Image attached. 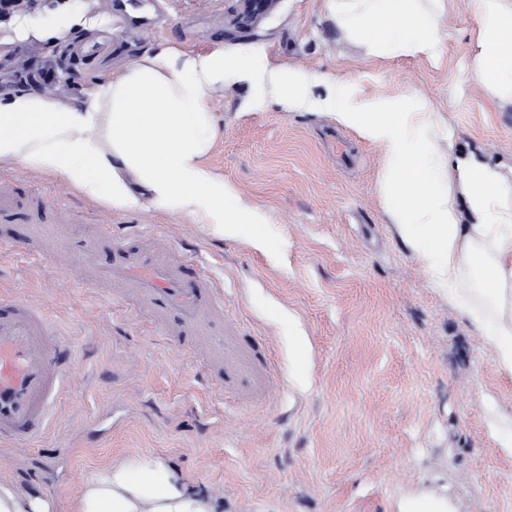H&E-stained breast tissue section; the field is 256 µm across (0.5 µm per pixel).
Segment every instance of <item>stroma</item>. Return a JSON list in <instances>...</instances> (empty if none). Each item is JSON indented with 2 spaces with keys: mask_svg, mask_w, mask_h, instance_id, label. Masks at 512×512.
<instances>
[{
  "mask_svg": "<svg viewBox=\"0 0 512 512\" xmlns=\"http://www.w3.org/2000/svg\"><path fill=\"white\" fill-rule=\"evenodd\" d=\"M99 30L75 29L58 47L0 31V90L28 88L27 61L51 60L79 102L95 80L168 46L223 47L253 57L251 81L225 79L206 99L217 134L207 156L256 213L264 249L214 234L188 215L116 212L62 179L0 162L35 196L84 228L165 236L203 259L224 293V332L255 388L205 376L204 346L155 334L127 305L85 287L81 258L62 253L28 218L5 229L0 301L22 298L75 344L72 372L49 425L31 441H0V480L73 512L84 484L114 461L165 460L224 512H396L399 498L442 488L455 512H512V375L470 322L433 287L383 206L382 151L330 111H284L271 82L288 70L324 98L336 79L363 96L429 100L456 135L512 179V100L476 81L472 0H422L443 15L445 49L429 60L380 53L375 36L337 23L328 0H274L241 27L238 0H72Z\"/></svg>",
  "mask_w": 512,
  "mask_h": 512,
  "instance_id": "obj_1",
  "label": "stroma"
}]
</instances>
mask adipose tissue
<instances>
[{"label":"adipose tissue","instance_id":"adipose-tissue-1","mask_svg":"<svg viewBox=\"0 0 512 512\" xmlns=\"http://www.w3.org/2000/svg\"><path fill=\"white\" fill-rule=\"evenodd\" d=\"M331 2L337 23L351 32L373 31L381 52L433 58L442 48L440 16L420 0ZM473 4L480 25L474 73L512 100V0ZM89 25L65 0L40 24L22 14L7 23L15 37L35 29L53 41ZM254 68L251 58L220 48L195 55L167 48L96 81L76 105L33 90L6 93L0 96V161L57 176L118 212L146 205L267 244L262 227L204 162L215 135L206 88L228 75L249 78ZM324 105L339 124L382 149L381 191L391 223L433 286L494 348L499 369L512 374V180L481 150H455L426 99L364 97L357 84L339 81ZM467 267L481 270L480 287L463 286ZM76 512L223 507L164 461L133 458L86 481Z\"/></svg>","mask_w":512,"mask_h":512}]
</instances>
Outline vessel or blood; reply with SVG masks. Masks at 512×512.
<instances>
[{
    "label": "vessel or blood",
    "mask_w": 512,
    "mask_h": 512,
    "mask_svg": "<svg viewBox=\"0 0 512 512\" xmlns=\"http://www.w3.org/2000/svg\"><path fill=\"white\" fill-rule=\"evenodd\" d=\"M25 195L21 180L0 183V224L15 222ZM49 230L64 250L94 269L95 283L111 286L114 300L135 303L162 333L185 345L206 343L214 376L224 384H244L238 351L216 327L224 312L221 292L195 261L168 245L126 242L105 226L95 243L67 224ZM70 354L44 313L17 299L0 303V438L31 437L44 429L67 380Z\"/></svg>",
    "instance_id": "obj_1"
}]
</instances>
